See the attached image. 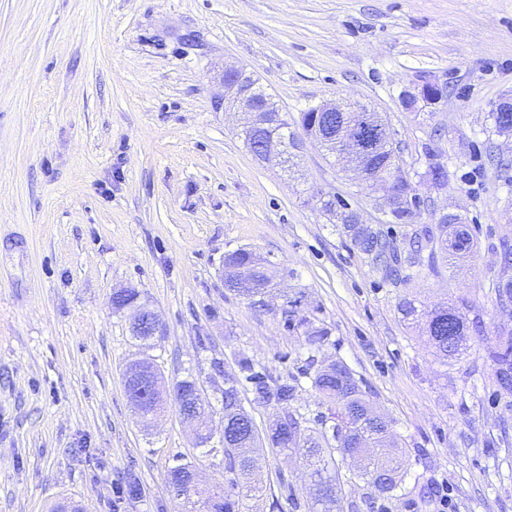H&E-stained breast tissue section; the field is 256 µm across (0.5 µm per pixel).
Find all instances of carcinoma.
<instances>
[{
	"mask_svg": "<svg viewBox=\"0 0 512 512\" xmlns=\"http://www.w3.org/2000/svg\"><path fill=\"white\" fill-rule=\"evenodd\" d=\"M257 93L259 99L280 117L278 125L271 127L262 138L256 141L243 139L248 150L261 153L268 149L271 139L286 143L294 139V134L288 133V113L279 112L278 106L263 90L259 89ZM359 118L357 112H338L334 123L325 125L315 120L312 113L304 111L300 113L299 123L307 132H320L338 162L354 165L355 159H342L343 146L345 139L354 133ZM399 166L398 154L380 148L374 151L366 174L373 179ZM319 210L330 223L339 225L353 246L398 288L407 287L425 271L438 272V259L470 254L475 246L474 237L468 231L444 222L435 231L427 226L414 230L409 242L400 247L389 226L347 223V204L340 199L322 201ZM273 267L272 261L252 250L228 251L224 253V270L239 274L241 278L228 276L225 286L237 292L252 307L262 310L266 307L265 293L274 288ZM398 310L404 320L422 328L428 344L443 361L459 356L467 349L466 317L460 307L450 305L430 309L404 297ZM283 314L288 326L302 330L309 348L322 349L330 336L327 328L294 309H286ZM486 357L495 368L497 392H512V333L498 336L487 348ZM239 365L246 373L245 379L255 384L259 398L280 409L279 416L265 432H259L240 398L239 378L224 377V484L202 488L192 481L195 466L180 463L168 471V484L176 498L186 504L201 503L203 512H239L241 481L252 479L262 468V459L256 454V444L260 440L281 454H298L305 458L312 483L309 512H317L319 504L335 503L340 499L339 462L353 456L359 457L353 477L371 485L379 494L391 496L401 487L407 471V451L398 446L391 420L380 412L346 363L331 359L317 365L315 360H310L309 368L313 369L309 374L311 386L326 406V412L318 415L317 423L321 429L317 431L309 430L303 418L290 410V403L295 398V384L285 380L269 388L248 358H241Z\"/></svg>",
	"mask_w": 512,
	"mask_h": 512,
	"instance_id": "1",
	"label": "carcinoma"
}]
</instances>
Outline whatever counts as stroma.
Returning a JSON list of instances; mask_svg holds the SVG:
<instances>
[{"label": "stroma", "mask_w": 512, "mask_h": 512, "mask_svg": "<svg viewBox=\"0 0 512 512\" xmlns=\"http://www.w3.org/2000/svg\"><path fill=\"white\" fill-rule=\"evenodd\" d=\"M227 63L292 120L291 170L257 163L216 109ZM430 75L448 81L438 111H407L403 91ZM509 94L512 0H0V512H179L167 473L185 462L223 482V453L195 447L175 405L139 422L123 386L135 356L196 379L218 419L224 376L248 358L269 382L297 379L291 407L314 420L289 300L329 329L323 356L349 366L409 455L404 500L352 482L340 512H512V394L485 358L512 332L492 250L512 238V137L489 117ZM326 99L381 112L413 177L438 150L447 177L420 184L421 221L459 215L477 242L466 261L393 287L308 203L329 190L387 221L372 185L297 123ZM239 247L276 266L268 310L224 286ZM123 287L166 336L132 337L112 306ZM404 297L466 303L468 352L441 363L403 322ZM261 479L242 512H308L302 459L267 453Z\"/></svg>", "instance_id": "obj_1"}]
</instances>
